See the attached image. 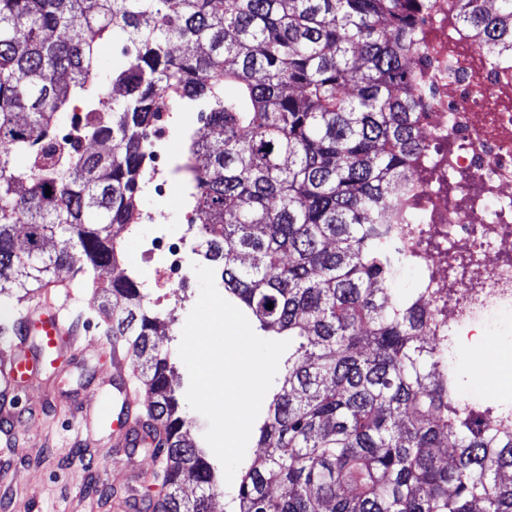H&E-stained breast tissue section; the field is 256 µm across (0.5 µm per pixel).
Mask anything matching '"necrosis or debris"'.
Instances as JSON below:
<instances>
[{
    "instance_id": "necrosis-or-debris-1",
    "label": "necrosis or debris",
    "mask_w": 512,
    "mask_h": 512,
    "mask_svg": "<svg viewBox=\"0 0 512 512\" xmlns=\"http://www.w3.org/2000/svg\"><path fill=\"white\" fill-rule=\"evenodd\" d=\"M457 12V0H429L424 49L414 62L424 86L419 164L430 176L419 189L440 246L421 245L413 225L394 230L425 272V301L447 300L448 328L461 339L479 315L512 306V59L489 55L459 26ZM172 123L191 131L200 119L162 112L145 137L144 184L155 204L141 215L152 230L139 243L151 303L170 314L198 245L197 238L172 235L166 222L165 204L178 184Z\"/></svg>"
}]
</instances>
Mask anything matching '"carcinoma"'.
<instances>
[{"mask_svg": "<svg viewBox=\"0 0 512 512\" xmlns=\"http://www.w3.org/2000/svg\"><path fill=\"white\" fill-rule=\"evenodd\" d=\"M424 11V0H0V308L64 268L112 296V341L140 361L146 416L166 435L156 512H210L215 469L179 410L144 288L97 278L133 223L146 131L184 100L213 130L181 164L201 260L260 330L290 341L238 512H512V434L456 410L441 371L453 337L423 341L436 310L396 288L410 258L390 225L423 223L410 60ZM459 19L512 53V0H461ZM107 42L121 56L105 78ZM78 107V136L104 150L63 156L45 142Z\"/></svg>", "mask_w": 512, "mask_h": 512, "instance_id": "carcinoma-1", "label": "carcinoma"}]
</instances>
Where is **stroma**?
<instances>
[{
	"label": "stroma",
	"instance_id": "stroma-1",
	"mask_svg": "<svg viewBox=\"0 0 512 512\" xmlns=\"http://www.w3.org/2000/svg\"><path fill=\"white\" fill-rule=\"evenodd\" d=\"M66 315L88 344L84 352L59 361L43 386L18 392L14 432H0V512H112V502L136 495L148 504L160 489L162 465L139 447L126 460L115 458L112 422L84 427L101 403L116 399L108 384L112 372L111 337L103 333L97 313L101 298L94 288H74ZM484 325L494 341L474 337L463 350L465 388L486 377V363L502 349H512V310L502 309ZM144 474L137 486L126 483L128 471Z\"/></svg>",
	"mask_w": 512,
	"mask_h": 512
}]
</instances>
